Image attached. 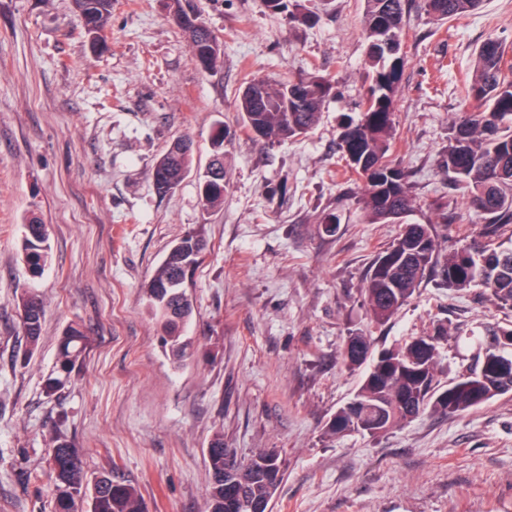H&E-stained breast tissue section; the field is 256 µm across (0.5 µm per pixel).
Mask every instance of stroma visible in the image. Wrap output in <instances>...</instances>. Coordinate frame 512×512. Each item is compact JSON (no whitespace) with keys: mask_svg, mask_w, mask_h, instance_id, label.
<instances>
[{"mask_svg":"<svg viewBox=\"0 0 512 512\" xmlns=\"http://www.w3.org/2000/svg\"><path fill=\"white\" fill-rule=\"evenodd\" d=\"M181 3L223 45L214 70L197 65L170 0H112L97 49L72 0H0V512H54L59 435L84 449L89 472L134 482L145 512H206L204 455L218 432L238 455L278 452L270 512H512V393L426 412L378 438L325 434L360 380L340 358L350 330L368 327L360 291L402 225L368 222L338 149L369 84L364 0H305L312 25L288 23L266 0ZM490 38L512 62V0L445 24L420 0L407 15L391 153L412 173L405 222L431 225L445 250L486 224L443 154L461 113L476 108L467 82ZM314 72L340 94L312 130L271 144L245 128V82ZM219 127L224 203L208 211L198 173ZM179 135L195 143L191 171L161 195L152 165ZM32 214L50 232L36 275L20 251ZM189 231L208 248L188 288L195 353L177 366L143 285ZM28 291L45 309L32 351L18 312ZM74 322L86 349L71 383L47 394L58 338ZM440 323L446 384L476 364L487 329L512 325V309L433 276L371 330L382 349Z\"/></svg>","mask_w":512,"mask_h":512,"instance_id":"obj_1","label":"stroma"}]
</instances>
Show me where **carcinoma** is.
<instances>
[{
  "mask_svg": "<svg viewBox=\"0 0 512 512\" xmlns=\"http://www.w3.org/2000/svg\"><path fill=\"white\" fill-rule=\"evenodd\" d=\"M407 0H365L363 26L368 41L367 62L371 85L363 95L361 117L344 124L339 151L350 173L349 180L364 184L362 204L372 224H387L413 207L410 175L390 157L397 129L395 97L403 69L398 55ZM484 0H423L424 12L436 21H447L474 12ZM86 35L97 44L104 39L112 14V0H73ZM273 11L285 12L294 24H310L315 14L299 0H267ZM174 19L188 40L192 55L204 70L217 66L222 45L197 18L172 0ZM505 48L496 39L485 41L476 55L468 97L482 107L452 127L444 155L448 177L467 191L469 203L488 216L482 239L458 246L441 257L435 237L426 224H405L398 237L374 258L361 290L371 322L383 325L414 295L428 270L440 267L443 283L459 290L484 287L497 304L512 308V250L493 246L501 228L512 224V79L503 75ZM249 81L240 98L244 125L270 142L295 139L319 119L325 97L334 90L331 79L314 75L298 81L266 83L264 93H250ZM192 163V143L175 137L156 160L152 179L160 194L176 189ZM202 175L199 192L203 205L215 209L224 203V128L212 138V160ZM22 252L33 273L44 269L50 250L46 226L33 217L25 225ZM206 243L194 232L186 233L168 251L146 283L149 305L161 327V341L177 362L192 355L193 345L184 336L192 315L186 284L199 265ZM22 334L33 352L41 338L44 309L33 295L19 301ZM448 328L438 325L434 334L416 336L392 348L373 352V338L363 331L347 336L342 351L344 366L362 369L353 397L341 407L325 434L352 432L378 438L427 410L462 413L512 392L511 329H492L479 365L467 368L456 380H438L439 341ZM85 350V335L69 325L57 345L55 365L45 382L48 393L70 383ZM54 498L56 512H75L76 503L90 502L89 512H144L136 486L129 480L102 471L88 478L80 449L68 440H53ZM210 482L207 512H259L266 509L278 485L271 475H283L273 449L249 458L240 474L229 466L224 434L215 435L206 449Z\"/></svg>",
  "mask_w": 512,
  "mask_h": 512,
  "instance_id": "cac0c4a2",
  "label": "carcinoma"
}]
</instances>
